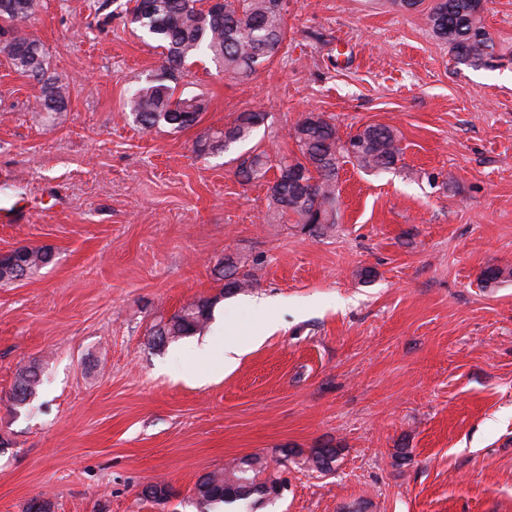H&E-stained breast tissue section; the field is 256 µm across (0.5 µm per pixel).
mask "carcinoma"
<instances>
[{
	"instance_id": "1",
	"label": "carcinoma",
	"mask_w": 512,
	"mask_h": 512,
	"mask_svg": "<svg viewBox=\"0 0 512 512\" xmlns=\"http://www.w3.org/2000/svg\"><path fill=\"white\" fill-rule=\"evenodd\" d=\"M122 13L134 29L163 48L160 73L137 85L129 94L128 106L134 123L142 130L169 127L188 128L207 109L204 99L178 91L175 74L199 58H206L224 74L247 79L271 62L287 39L283 0H224L222 10L202 9V0H127ZM481 0H436L427 14L432 34L448 43L456 63L486 67L496 55L495 42L484 25ZM34 0H0V43L13 68L40 85L36 111L63 112L69 100V84L49 72V61L42 45L24 35L33 15ZM266 113L248 109L210 135L196 152L200 155L225 153L252 138L264 124ZM298 147L294 155H271L258 147L237 158L236 174L251 184L275 177L268 185L267 224L281 221L297 224L321 237L337 224L340 159L353 160L366 170L392 169L400 160L401 148L394 128L369 124L342 140L336 124L321 112H308L293 127ZM221 276L228 280V293L252 286V275L238 274L233 264L224 266ZM512 269L488 266L480 275L487 287L511 278ZM212 317V303L198 299L178 310L165 327L175 338L202 332ZM40 375L36 368L19 370L10 395L14 405L36 397ZM313 466L331 470L336 449L317 448L310 456ZM265 459L253 454L224 466L220 471L201 475L192 497L196 512H226L251 500L268 498L280 487L279 477L267 472Z\"/></svg>"
}]
</instances>
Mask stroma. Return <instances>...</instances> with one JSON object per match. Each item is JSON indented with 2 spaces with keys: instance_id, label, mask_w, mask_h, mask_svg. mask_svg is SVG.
<instances>
[{
  "instance_id": "1",
  "label": "stroma",
  "mask_w": 512,
  "mask_h": 512,
  "mask_svg": "<svg viewBox=\"0 0 512 512\" xmlns=\"http://www.w3.org/2000/svg\"><path fill=\"white\" fill-rule=\"evenodd\" d=\"M97 0H35L25 29L70 85L66 111L0 51V254L51 260L0 285V512H194L198 477L235 459L275 461L279 499L239 512H512V62L468 68L400 0H286L288 48L247 80L209 61L181 90L208 103L181 130L140 131L130 87L161 51ZM512 52V0H486ZM250 143L204 159L194 146L253 107ZM340 136L396 128L395 169L344 163L335 229L267 224L266 183H241L258 145L296 149L308 112ZM242 261L255 287L215 273ZM371 270L362 279L361 270ZM209 298L203 333H152ZM260 342L224 369L225 343ZM36 367L37 396L9 395ZM337 451L312 470V449ZM176 494L158 505L145 484Z\"/></svg>"
}]
</instances>
